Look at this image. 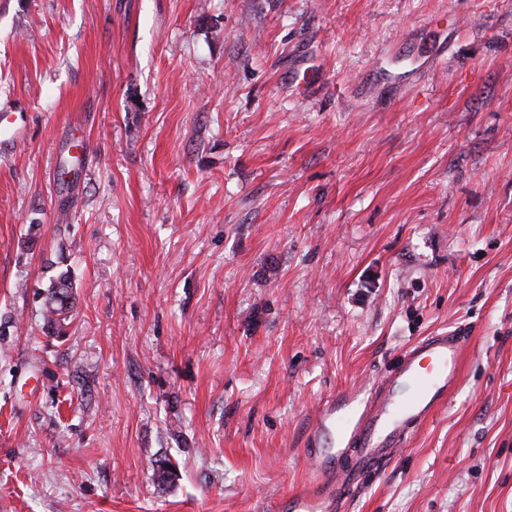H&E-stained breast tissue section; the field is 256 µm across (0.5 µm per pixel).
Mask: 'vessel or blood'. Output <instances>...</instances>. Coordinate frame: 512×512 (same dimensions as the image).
Here are the masks:
<instances>
[{"label":"vessel or blood","instance_id":"b4317fda","mask_svg":"<svg viewBox=\"0 0 512 512\" xmlns=\"http://www.w3.org/2000/svg\"><path fill=\"white\" fill-rule=\"evenodd\" d=\"M460 331L433 333L405 351L384 384L371 391L348 439L355 454L353 467H338L339 450L314 457L318 473L329 476L326 495L292 494L290 512H345L344 492L359 474L376 471L405 443L413 426L427 420L446 400L456 383L464 353Z\"/></svg>","mask_w":512,"mask_h":512}]
</instances>
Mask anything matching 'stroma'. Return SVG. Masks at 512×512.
<instances>
[{
    "instance_id": "1",
    "label": "stroma",
    "mask_w": 512,
    "mask_h": 512,
    "mask_svg": "<svg viewBox=\"0 0 512 512\" xmlns=\"http://www.w3.org/2000/svg\"><path fill=\"white\" fill-rule=\"evenodd\" d=\"M14 103L0 512H286L317 418L455 328L347 512H512V0H0ZM48 288H50L49 298L44 305V319L50 327H63L70 310L72 283L68 273L60 274L54 281H51Z\"/></svg>"
}]
</instances>
